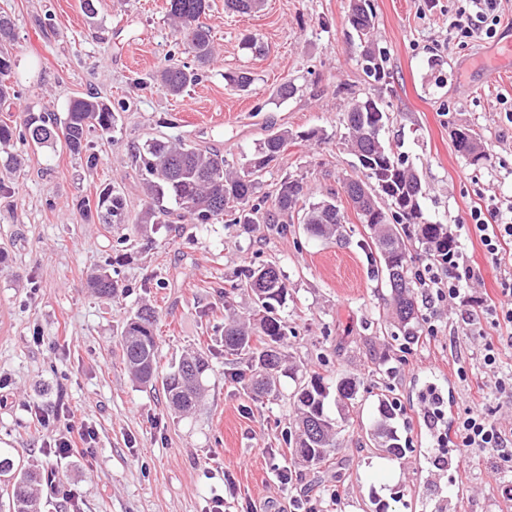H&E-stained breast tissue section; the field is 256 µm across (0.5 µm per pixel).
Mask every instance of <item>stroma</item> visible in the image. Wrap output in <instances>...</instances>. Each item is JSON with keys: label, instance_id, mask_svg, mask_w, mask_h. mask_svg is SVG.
<instances>
[{"label": "stroma", "instance_id": "1", "mask_svg": "<svg viewBox=\"0 0 512 512\" xmlns=\"http://www.w3.org/2000/svg\"><path fill=\"white\" fill-rule=\"evenodd\" d=\"M0 0L13 22L11 84L0 122L19 124L26 111L64 113L75 96L94 94L118 121L110 134L90 132L87 150L57 139L37 148L13 139L0 146V450L25 466L53 474L39 493L44 512H512L490 472L493 453L439 447L438 427L424 423L423 397L436 389L445 409L460 413L472 400L512 430V406L479 399L492 377L480 363L476 311L418 293L430 341L406 343L382 300L385 275L371 263L370 232L345 208L343 240L311 237L303 225L280 234L219 220L156 225L150 240L117 234L76 208L104 186L124 191L130 216L147 199L132 164L136 146L152 138L183 139L243 162L272 132L296 133L263 177L273 192L288 176H304L309 200L341 193L356 175L343 142L351 98H378L390 121L386 146L407 160L422 184L425 219L446 225L465 262L478 272L470 294L499 300L508 278L463 226L472 208L512 202V65L492 66L489 39L448 37L458 0H371L375 46L385 56L386 81H370L362 46L348 21L350 0H265L251 14L211 0L203 22L216 49L199 80L178 96L156 81L168 59L193 65L167 16L166 0ZM254 38L265 51L245 50ZM250 71L249 92L224 76ZM293 98L274 99L284 83ZM471 130L488 154L471 164L455 134ZM315 130L316 139L299 140ZM277 261L290 297L282 313L284 348L300 374L349 376L358 408L341 424L331 476L294 465L286 431L295 413V384L281 378L279 394L244 391L224 362L226 309L251 316L238 289L242 269ZM111 268L125 289L106 299L89 278ZM159 314L161 370L180 357L204 354L211 371L196 412L178 415L161 387L145 386L127 370L119 345L129 315L141 305ZM388 358V379L375 367ZM391 387L401 405L394 426L409 450L399 460L371 448L366 431L378 397ZM95 431L84 456L61 458L51 448L65 420L39 416L56 406ZM461 461L466 493L445 458ZM291 479L282 482L280 470Z\"/></svg>", "mask_w": 512, "mask_h": 512}]
</instances>
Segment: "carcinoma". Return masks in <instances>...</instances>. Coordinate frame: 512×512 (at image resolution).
Here are the masks:
<instances>
[{"instance_id":"obj_1","label":"carcinoma","mask_w":512,"mask_h":512,"mask_svg":"<svg viewBox=\"0 0 512 512\" xmlns=\"http://www.w3.org/2000/svg\"><path fill=\"white\" fill-rule=\"evenodd\" d=\"M263 0H224V6L241 13L261 9ZM209 0H168L167 13L184 50L201 64L209 63L214 55L209 28L201 18L209 11ZM350 25L358 37L364 39L363 73L380 82L387 77L381 54L373 43L374 14L369 0H350ZM13 40V26L9 19L0 17V100L9 96L11 60L8 45ZM162 87L172 95H179L198 80V73L170 63L157 74ZM389 115L373 97H357L349 103L345 123L350 152L357 161L361 176L344 180L343 186L369 181L367 198L356 213L371 231V242L376 257L386 274H394V287L385 302L392 308L399 323V331L407 340L414 341L421 331L422 314L418 308L415 287L419 273L415 257L408 244L422 246L427 259L437 264L448 249L455 248L448 230L442 224H433L423 217L420 206L422 185L418 176L386 147L381 131ZM116 118L110 105L94 96H78L70 101L65 118L48 109L27 112L22 121V138L42 147L51 140L63 137L69 150L79 154L84 148L88 130L94 128L103 134L111 132ZM294 134L287 130L272 133L257 147L253 156L240 168L230 166L218 151L199 148L185 142L152 139L137 148L132 163L141 177V186L150 203L135 221L126 212L123 194L112 186L98 193L95 201L83 200L79 209L94 215L103 224L117 230L128 228L143 237L155 224L169 222L173 203L185 217L195 224L229 216L232 224H255L263 219L267 224L285 233L293 223V212L299 202L308 196V188L301 178L288 177L280 182L274 201V210L260 214L264 198L258 196L263 172L276 161ZM459 149L474 164L487 159L485 151L467 132L456 133ZM336 201L322 199L308 202L301 208L299 223L315 238L330 239L341 234L345 216H336ZM89 286L105 298H112L120 290L118 281L108 270L91 276ZM240 286L250 291L253 299V327L246 328L232 313L224 317V358H232L243 367L237 372L247 389L256 397L277 391L280 377L286 375L298 381L291 394L296 418L295 442L291 455L299 463L320 468L336 452L338 422L326 410L330 394L325 377L313 374L297 380V373L286 367L283 346L285 336L281 312L288 302V283L281 270L273 263L245 269L240 275ZM157 312L144 305L127 320L119 341L123 360L133 377L144 384L158 376L159 347L156 336ZM209 361L201 355L185 356L161 376L170 408L179 414L196 411L202 402L203 384ZM336 407L344 412L354 407L357 399L356 382L346 376L335 381ZM397 417V402L389 394L381 395L378 418L367 435L370 443L390 457L401 459L407 447L400 443L393 420ZM0 477L11 485L8 496L9 512H41L36 485L39 474L20 464L11 456L0 455Z\"/></svg>"}]
</instances>
